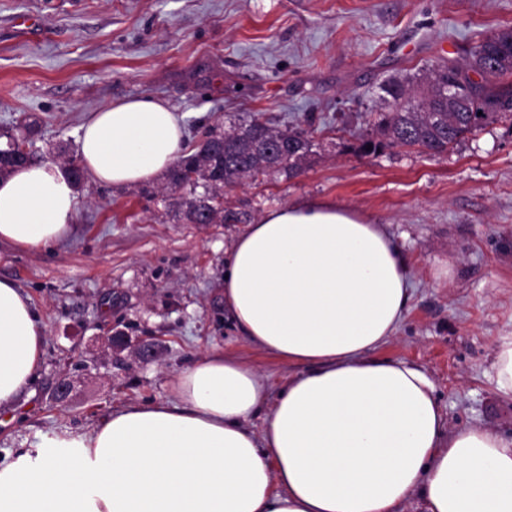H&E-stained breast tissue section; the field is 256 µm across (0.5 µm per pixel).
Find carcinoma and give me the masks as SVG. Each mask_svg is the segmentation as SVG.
Here are the masks:
<instances>
[{"label": "carcinoma", "mask_w": 512, "mask_h": 512, "mask_svg": "<svg viewBox=\"0 0 512 512\" xmlns=\"http://www.w3.org/2000/svg\"><path fill=\"white\" fill-rule=\"evenodd\" d=\"M475 72L482 82L470 79ZM460 84L464 106L448 102L442 88ZM512 92V27L485 38L461 66L442 63L423 75L394 78L384 86L387 98L378 112L375 136L353 150L376 154L387 148L419 147L433 154L448 151L467 135L503 120H512L493 109V103ZM11 137L0 162V178L34 160L36 142L29 133ZM372 149H366V146ZM311 132L304 128L278 129L256 118L238 126L217 124L203 133L199 145L182 156L164 176L163 189L174 196L168 214L184 224H238L244 214L224 208V189L277 174L298 175L314 154Z\"/></svg>", "instance_id": "1"}]
</instances>
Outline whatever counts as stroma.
Masks as SVG:
<instances>
[{
  "mask_svg": "<svg viewBox=\"0 0 512 512\" xmlns=\"http://www.w3.org/2000/svg\"><path fill=\"white\" fill-rule=\"evenodd\" d=\"M512 26V0H0V145L40 122L42 161L78 154L88 112L158 97L194 148L216 121H309L298 176L225 189V208L324 199L383 225L413 273L410 309L378 357L422 367L449 426L512 437V399L491 378L512 335V122L431 155L351 152L385 79L461 63ZM448 51H440L441 43ZM70 237L30 252L0 241V279L30 297L45 327L43 367L15 408L0 409V462L46 437L89 430L112 409L166 399L211 349L253 363L271 389L292 368L253 349L224 308V260L239 224H178L161 200L86 176ZM449 278L437 279L440 269ZM121 332L125 348L105 344ZM151 343L153 357L137 347ZM73 378L68 405L53 402Z\"/></svg>",
  "mask_w": 512,
  "mask_h": 512,
  "instance_id": "35a3bbf8",
  "label": "stroma"
}]
</instances>
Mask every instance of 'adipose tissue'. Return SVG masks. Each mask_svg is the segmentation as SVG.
Returning a JSON list of instances; mask_svg holds the SVG:
<instances>
[{"mask_svg": "<svg viewBox=\"0 0 512 512\" xmlns=\"http://www.w3.org/2000/svg\"><path fill=\"white\" fill-rule=\"evenodd\" d=\"M79 131L84 169L113 187L153 181L184 148L177 112L153 97L112 102ZM77 213L66 165L0 179V241L49 248ZM224 274L242 336L297 368L278 393L212 349L167 399L0 463V512H398L413 497L426 512H512V437L449 427L422 367L375 355L413 291L382 225L321 199L270 208L237 237ZM44 346L29 298L0 280V408L28 393Z\"/></svg>", "mask_w": 512, "mask_h": 512, "instance_id": "adipose-tissue-1", "label": "adipose tissue"}]
</instances>
